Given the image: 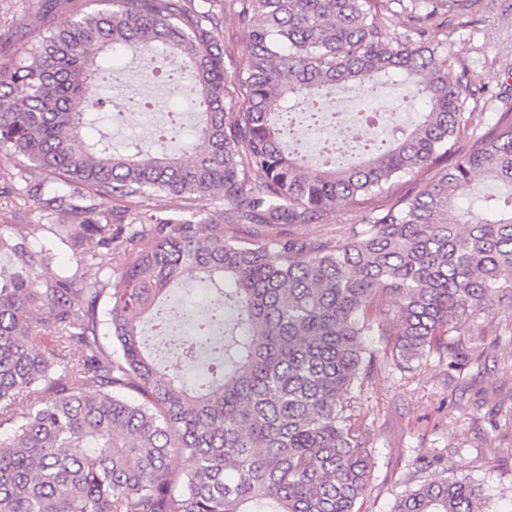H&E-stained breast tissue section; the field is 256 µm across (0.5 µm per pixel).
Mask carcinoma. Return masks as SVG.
I'll return each instance as SVG.
<instances>
[{"label":"carcinoma","mask_w":512,"mask_h":512,"mask_svg":"<svg viewBox=\"0 0 512 512\" xmlns=\"http://www.w3.org/2000/svg\"><path fill=\"white\" fill-rule=\"evenodd\" d=\"M479 2L28 0L20 48L0 67V148L22 191L72 221L47 225L37 248L0 228V253L15 259L0 272V512H361L378 471L365 385L480 352L452 336L480 316L512 344V107L456 150L473 82L439 39L448 15ZM393 4L409 18L403 34L378 20ZM228 15L249 53L234 89ZM115 51L185 60L191 78L164 75L177 107L159 130L181 152L118 153L101 129L83 140L103 107L96 86L124 78ZM379 80L403 88L396 110L425 104L418 121L309 172L293 123L322 122L337 87L367 92ZM163 107L135 93L112 122ZM184 112L200 114L189 134ZM33 168L44 173L34 183ZM432 168L421 193L374 204ZM478 179L508 196L480 195L464 212L458 201ZM169 195L219 197V223L167 213ZM350 201L364 218L343 239L277 231ZM64 248L69 264L41 282L36 266ZM188 268L216 296L192 333L167 337L162 367L144 324L164 335L181 316L163 297ZM103 298L110 347L98 334ZM228 306L236 331L218 342ZM204 353L196 381L188 371ZM463 459L460 449L417 459L391 512H486Z\"/></svg>","instance_id":"obj_1"}]
</instances>
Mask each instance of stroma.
Segmentation results:
<instances>
[{
	"label": "stroma",
	"instance_id": "obj_1",
	"mask_svg": "<svg viewBox=\"0 0 512 512\" xmlns=\"http://www.w3.org/2000/svg\"><path fill=\"white\" fill-rule=\"evenodd\" d=\"M447 48L480 89L466 100L473 126L491 125L503 107L498 93L512 85V0H481L472 23L451 22ZM12 171L10 151L0 149V212L6 213L10 232L33 244L44 237L45 225L63 217L19 193ZM362 216L360 207L342 204L320 223L286 225L282 231L294 237L341 238ZM481 330L488 347L479 361L451 370L430 359L411 374H378L369 383L362 405L374 415L378 479L366 501L368 512H389L413 459L437 444L468 448L467 460L491 512H512V422L493 419L499 402L512 396V350L494 345V327L487 322L456 326L455 334L469 339ZM494 448L505 449V456H491Z\"/></svg>",
	"mask_w": 512,
	"mask_h": 512
}]
</instances>
